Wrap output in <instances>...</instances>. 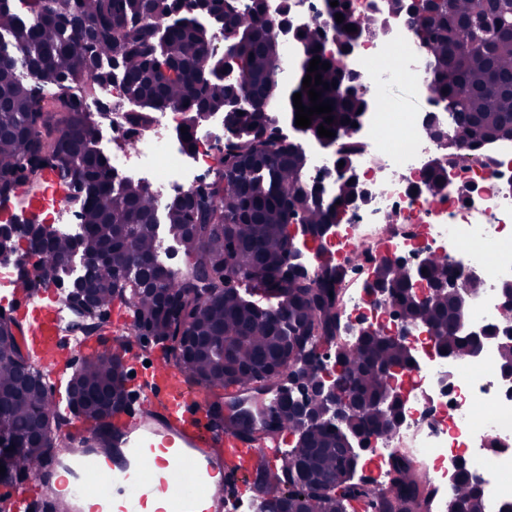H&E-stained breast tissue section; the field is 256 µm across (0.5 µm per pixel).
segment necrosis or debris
Returning <instances> with one entry per match:
<instances>
[{"label":"necrosis or debris","instance_id":"1","mask_svg":"<svg viewBox=\"0 0 512 512\" xmlns=\"http://www.w3.org/2000/svg\"><path fill=\"white\" fill-rule=\"evenodd\" d=\"M350 10L357 21L378 15L385 32L361 37L345 67L358 73L367 97L377 106L388 103L397 84L409 96L399 101L397 111L376 107L366 112L353 131L359 147L352 165L361 181L378 189L368 205L345 208L341 232L324 234L319 247L344 264L345 307L374 328L408 332L422 357L417 369L394 380L407 393L403 424L372 442L366 463L384 471L392 451L410 445L437 483V512H448L455 493L448 469L455 457H464L466 476L485 491L487 512H501L512 504V393L499 378L497 344L483 345L473 357L442 356L429 330L402 321L391 305L369 304L360 283L385 254L409 264L434 254L447 258L456 277L475 274L483 282L469 300L467 324L496 319L499 287L512 280V139L476 149L457 145L452 137L433 139L424 125L433 110L432 69L409 16L393 11L391 0H350ZM100 91L84 109L98 144L111 147L112 168L121 178L141 183L164 204L195 185L201 170L213 166L214 145L224 138L223 113H211L187 140L177 133L186 124V113L152 112L149 123L136 130L135 111L120 77L102 83ZM288 136L303 144L307 181L332 188L337 146L306 141L293 128ZM431 163L443 166L448 178L438 195L414 188ZM69 199L64 183L47 179L42 195L23 207L10 198L0 200V223L24 217L55 225L64 234L76 232Z\"/></svg>","mask_w":512,"mask_h":512}]
</instances>
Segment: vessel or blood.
Wrapping results in <instances>:
<instances>
[{"instance_id": "vessel-or-blood-1", "label": "vessel or blood", "mask_w": 512, "mask_h": 512, "mask_svg": "<svg viewBox=\"0 0 512 512\" xmlns=\"http://www.w3.org/2000/svg\"><path fill=\"white\" fill-rule=\"evenodd\" d=\"M16 293L25 301L26 344L45 363L60 356L100 354L98 342L60 334L56 302ZM116 342L126 372L131 373L134 401L95 425L77 424L70 434L68 461L50 458L35 479L14 485L13 512H143L147 500L164 493L165 512H224L225 480L243 481L260 463L281 456L280 442H247L216 428L210 394L192 384L162 352L139 360L130 336L131 320L118 311ZM62 492L46 496V486Z\"/></svg>"}]
</instances>
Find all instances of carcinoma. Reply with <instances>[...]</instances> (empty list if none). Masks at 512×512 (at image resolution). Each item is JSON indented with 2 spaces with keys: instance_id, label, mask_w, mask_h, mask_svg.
I'll return each mask as SVG.
<instances>
[{
  "instance_id": "obj_1",
  "label": "carcinoma",
  "mask_w": 512,
  "mask_h": 512,
  "mask_svg": "<svg viewBox=\"0 0 512 512\" xmlns=\"http://www.w3.org/2000/svg\"><path fill=\"white\" fill-rule=\"evenodd\" d=\"M27 16L0 0V198L20 182L57 174L73 187L79 179L91 187L79 199L78 219L83 248L111 251L121 261L119 276L112 267L89 269L86 286L102 309L115 300L132 315L131 331L147 328L154 336H190L187 346L169 351L170 361L191 382L218 394L230 392L235 401L279 386L290 366L298 337L325 339L350 370L341 381L357 410L347 426L322 422L306 433L297 431L299 405L286 397L275 404L248 405L259 427L251 429L235 418L248 441L276 438L288 431L297 436L294 448L273 465L255 471L254 490L267 512H432L431 485L403 453H393L384 482L356 485L348 480L350 449L345 435L363 430L380 436L391 431L390 418L379 400L391 379L375 370L380 363H404L403 347L376 334L363 346L336 343V319L344 271L333 266L304 275L283 270L288 262L290 225L319 231L336 223V201L350 194L343 182L332 194L305 180L306 154L275 125L272 114L295 124L293 95L311 106L303 80L309 62L320 57L330 64L318 73L322 81L341 83L343 60L318 45L316 30L306 28L296 41V59L288 63L278 37L264 18L263 0H240L238 9L224 11L221 0L209 10L224 31V57H214L210 27L200 25L194 9L172 0H27ZM414 19L421 45L430 49L432 98L447 105L448 115L468 146L498 138L512 139V0H497L476 14L472 0H395ZM330 16L343 14L338 24L347 40L364 30L384 32L376 18L352 23L344 0L328 7ZM120 59L119 75L127 98L138 107L137 123L148 113L173 108L187 113L191 126L224 111L230 97L246 95L242 113L226 118L224 142L214 176L199 180L182 203L159 206L152 193L132 181L112 176V162L96 147V133L70 90L86 95L105 78L101 64ZM233 82L224 78L229 67ZM42 73V83L22 82L18 68ZM321 101H330L334 122L313 116L302 132L319 138L324 126L336 136L348 135L342 123L368 99L342 95L319 85ZM164 226L192 263L173 270L159 259ZM63 235L32 244V256L53 270L71 253ZM377 276L395 286L392 304L416 326L433 332L442 349L459 357L471 351L456 323L459 298L442 291L419 301L407 283V269L379 265ZM423 279L428 287L448 279V260L428 261ZM31 358L20 345L15 328L0 325V436L14 444L11 469L25 477L50 451L44 424L60 418L38 378L25 362ZM121 365L100 354L84 360L71 385L90 421L115 408L121 392ZM294 490L280 487L283 473ZM336 482L338 493H323L315 484ZM458 512H485L483 492L466 476L456 482Z\"/></svg>"
}]
</instances>
